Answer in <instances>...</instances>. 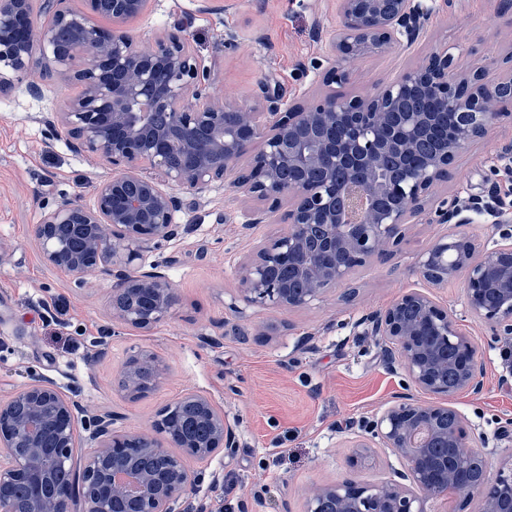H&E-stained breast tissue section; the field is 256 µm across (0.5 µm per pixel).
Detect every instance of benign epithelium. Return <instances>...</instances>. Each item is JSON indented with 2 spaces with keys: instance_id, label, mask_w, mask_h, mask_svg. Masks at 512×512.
Segmentation results:
<instances>
[{
  "instance_id": "benign-epithelium-1",
  "label": "benign epithelium",
  "mask_w": 512,
  "mask_h": 512,
  "mask_svg": "<svg viewBox=\"0 0 512 512\" xmlns=\"http://www.w3.org/2000/svg\"><path fill=\"white\" fill-rule=\"evenodd\" d=\"M33 2L0 0V94L35 73L78 85L43 122L74 152L96 155L108 169L90 201L66 196L31 225L43 261L74 277L96 271L111 278L112 322L150 330L179 305L164 272L175 257L160 264L148 256L179 236L181 191L200 197L220 182L255 196L264 207L243 211L246 229L270 223L288 202L286 231L256 245L238 268L241 301L285 310L311 305L391 253L405 225H448L414 273L433 288L464 274L466 312L487 335L478 342L466 334L456 314L420 288L359 318L358 335L377 342L386 368L405 386L361 420L348 466L363 470L384 450L404 469L379 482L346 475L320 484L305 512H434L440 499L475 498L478 512H512V459L489 476L481 435L453 406L458 393L483 390L489 349L502 350L500 382L512 380V207H492L480 195L435 199L463 149L500 124L512 125V98H501L512 88V68L489 84L475 50L463 64V50L436 43L422 64L393 82L354 97L336 91L355 81V59L412 48L434 17L462 9L464 0H335L336 25L318 27L324 61L314 66L324 68V90L302 105L288 104V90L272 74L258 80L251 104L224 100L195 54L187 19L154 45L140 44L126 24L150 0H85L79 11L63 7L64 0H42L54 13L40 29ZM82 43L92 55L80 54ZM412 89L456 115L447 147L420 166L409 156L435 114L406 112L398 125L388 124ZM473 224L489 225L500 239L488 247L469 232ZM285 265L304 287L272 277ZM167 374L157 354L137 350L123 363L118 387L138 399ZM415 390L434 400L418 399ZM178 402L196 406L198 436L187 435L185 419L167 406L150 428L126 430L116 426L118 415H89L54 382L33 379L0 401V512H74L78 497L85 512H174L179 500L198 494L186 459L207 464L239 447L235 424L208 396L190 390ZM84 444L76 473L74 449ZM51 464L64 468L67 480L50 479ZM17 485L28 489L23 507L11 497Z\"/></svg>"
}]
</instances>
